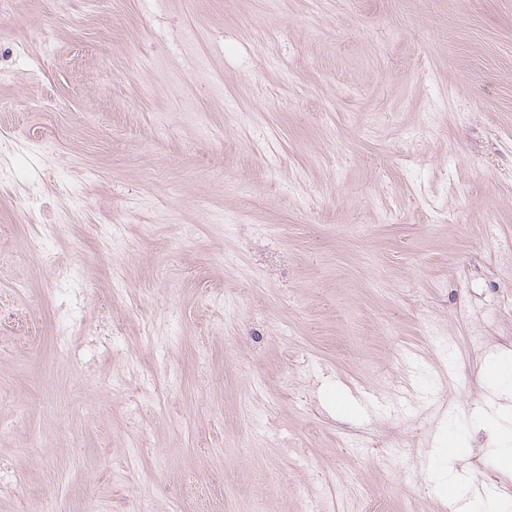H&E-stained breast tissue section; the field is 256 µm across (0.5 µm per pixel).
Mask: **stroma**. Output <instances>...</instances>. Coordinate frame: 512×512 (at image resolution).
<instances>
[{"instance_id": "35a3bbf8", "label": "stroma", "mask_w": 512, "mask_h": 512, "mask_svg": "<svg viewBox=\"0 0 512 512\" xmlns=\"http://www.w3.org/2000/svg\"><path fill=\"white\" fill-rule=\"evenodd\" d=\"M263 9L0 0V512H512V0ZM30 152L21 150L12 139H6L0 145V177L3 179H16L18 177V166L21 160L29 157ZM8 159L7 165L2 162Z\"/></svg>"}]
</instances>
